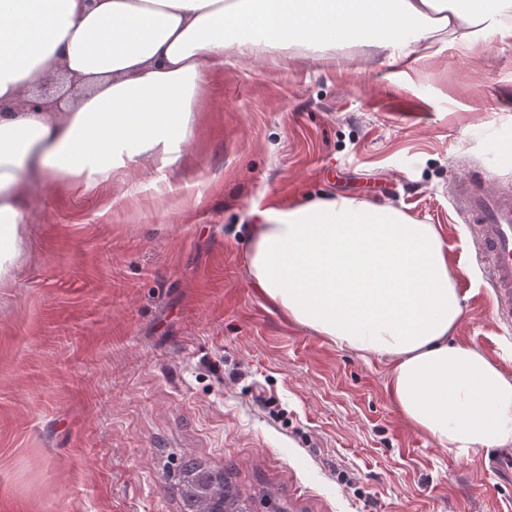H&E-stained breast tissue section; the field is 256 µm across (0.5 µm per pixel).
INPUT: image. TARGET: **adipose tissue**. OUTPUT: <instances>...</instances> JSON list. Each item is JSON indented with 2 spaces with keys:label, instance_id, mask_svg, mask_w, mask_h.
Wrapping results in <instances>:
<instances>
[{
  "label": "adipose tissue",
  "instance_id": "ef3b65f1",
  "mask_svg": "<svg viewBox=\"0 0 512 512\" xmlns=\"http://www.w3.org/2000/svg\"><path fill=\"white\" fill-rule=\"evenodd\" d=\"M442 32L464 53L512 38V0H0V286L36 187L85 197L174 167L226 59L341 45L399 68L437 55ZM51 76L56 104L36 96ZM249 217L248 272L275 308L387 359L393 404L456 459L512 445V376L453 341L462 306L436 225L336 195Z\"/></svg>",
  "mask_w": 512,
  "mask_h": 512
}]
</instances>
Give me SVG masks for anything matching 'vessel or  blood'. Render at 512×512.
I'll use <instances>...</instances> for the list:
<instances>
[{
	"label": "vessel or blood",
	"instance_id": "1",
	"mask_svg": "<svg viewBox=\"0 0 512 512\" xmlns=\"http://www.w3.org/2000/svg\"><path fill=\"white\" fill-rule=\"evenodd\" d=\"M453 207L471 233L474 259L492 290L499 324L512 329V184L492 183L489 173L453 181Z\"/></svg>",
	"mask_w": 512,
	"mask_h": 512
}]
</instances>
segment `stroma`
I'll use <instances>...</instances> for the list:
<instances>
[{
  "label": "stroma",
  "mask_w": 512,
  "mask_h": 512,
  "mask_svg": "<svg viewBox=\"0 0 512 512\" xmlns=\"http://www.w3.org/2000/svg\"><path fill=\"white\" fill-rule=\"evenodd\" d=\"M199 108L165 184L33 199L0 288V512H179L187 456L254 512H512V447L457 460L403 419L385 359L288 320L246 267L253 206L392 202L440 229L455 340L512 376V331L448 198L467 171L512 182V39L401 69L341 49L231 59Z\"/></svg>",
  "instance_id": "obj_1"
}]
</instances>
